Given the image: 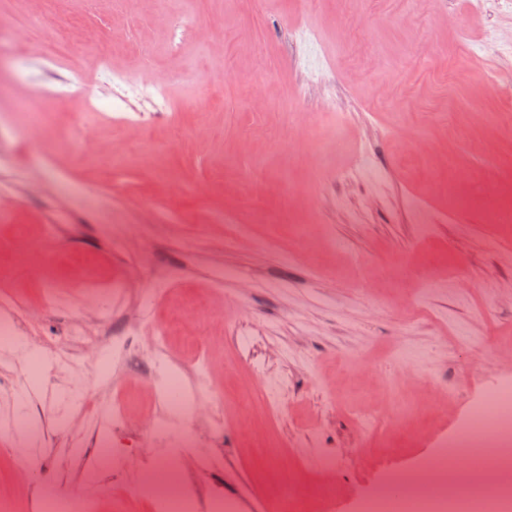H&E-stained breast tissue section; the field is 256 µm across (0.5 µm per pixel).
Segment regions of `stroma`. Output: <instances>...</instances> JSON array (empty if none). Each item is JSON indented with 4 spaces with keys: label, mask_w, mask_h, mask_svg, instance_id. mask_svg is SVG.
<instances>
[{
    "label": "stroma",
    "mask_w": 512,
    "mask_h": 512,
    "mask_svg": "<svg viewBox=\"0 0 512 512\" xmlns=\"http://www.w3.org/2000/svg\"><path fill=\"white\" fill-rule=\"evenodd\" d=\"M0 27L27 75L0 64V122L26 134L0 158V292L26 296L31 334L59 339L83 318L89 272L101 289L165 279L150 324L169 327L181 362L207 350L209 388L224 395L220 435L175 428L221 457L201 475L207 490L254 512L290 484L317 494L315 512H363L395 475L411 493L512 388V114L488 78L512 76L499 0H57L52 12L0 0ZM72 28L68 58L31 53ZM74 69L92 98L70 93ZM48 287L65 310L43 307ZM8 369L24 379L14 412L69 396L56 366L40 379L16 358ZM270 377L285 381L274 415L235 409ZM84 389L92 412L157 404L105 363ZM360 407L387 423L364 430ZM41 423L51 445L0 415L12 512L55 491L72 432L50 407ZM135 442L118 430L76 457L71 481L99 512L116 499L158 512L144 486L112 476L116 457L161 465L150 436ZM30 446L33 486L15 478Z\"/></svg>",
    "instance_id": "35a3bbf8"
}]
</instances>
